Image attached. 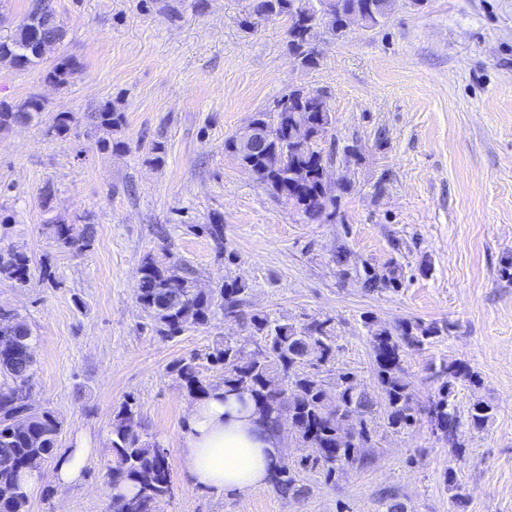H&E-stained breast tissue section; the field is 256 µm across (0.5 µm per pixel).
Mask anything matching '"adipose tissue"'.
<instances>
[{
  "label": "adipose tissue",
  "instance_id": "adipose-tissue-1",
  "mask_svg": "<svg viewBox=\"0 0 512 512\" xmlns=\"http://www.w3.org/2000/svg\"><path fill=\"white\" fill-rule=\"evenodd\" d=\"M283 438L257 412L223 389L191 401L180 467L194 488L221 495L266 485L283 464Z\"/></svg>",
  "mask_w": 512,
  "mask_h": 512
}]
</instances>
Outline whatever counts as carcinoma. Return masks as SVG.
<instances>
[{
	"label": "carcinoma",
	"mask_w": 512,
	"mask_h": 512,
	"mask_svg": "<svg viewBox=\"0 0 512 512\" xmlns=\"http://www.w3.org/2000/svg\"><path fill=\"white\" fill-rule=\"evenodd\" d=\"M362 13L366 27L373 28L387 16L391 0H346ZM249 13L256 17H286L292 54L305 67L318 64L310 47L317 26L334 34L343 27L336 14V0H250ZM66 31L51 0H32L14 32L0 39V63L26 68L43 61L45 54L59 45ZM75 73V65L61 59L46 74V80L64 86ZM46 110L44 100L30 96L15 103H0V130L30 123ZM99 128L112 130L124 122V113L106 106L89 115ZM71 112L52 118L46 134L67 135L74 123ZM251 124L269 130L270 152L250 154L238 145L236 137L225 141L241 165L260 173V181L273 194L291 203L309 222H319L335 206L336 195L324 179L327 161L317 150V141L332 124L330 108L319 94L312 96L292 89L273 101V106L255 113ZM307 131V142L297 148L292 132ZM47 229L57 245L65 249L87 248L94 241L90 224L67 223L58 217L48 220ZM30 278V259L24 252L0 249V279L23 287ZM246 285L232 280L208 293L195 288L194 279L177 265L159 267L145 263L140 271L137 302L152 321L153 330L163 338H175L190 327L205 326L215 311H231L244 317L241 295ZM248 322L263 347L247 354L244 346L226 341L208 354L210 362L224 370L222 385L230 391L250 396L260 414L274 426L288 421L301 448H320L330 463L311 462L331 478L336 466H352L366 460L370 441L367 416L374 412L376 398L350 372L336 377L334 394H329L320 368L308 370L305 364L315 358L321 365L330 361L336 350L330 321L313 319L301 326L281 322L267 314L253 313ZM370 332L376 363V379L386 400L385 416L392 428L413 424L417 411L414 394L406 376L404 357L409 348H424L437 335L434 325L407 321L391 331L364 320ZM34 336L30 325L16 309L0 305V512H28V491L20 483L26 470L40 469L55 457L62 421L53 410L35 406L17 417L20 405L16 393L23 384L33 383ZM428 370L440 381L436 400L428 414L451 451L462 453L459 442L461 420L450 401L455 384L461 380L474 385L477 374L465 363L441 359ZM191 398L209 393L215 384L199 375L195 358H184L173 365ZM494 416V407L476 399L468 411L471 427L480 429ZM141 417L134 403L126 401L113 413L111 453L108 467L111 488L130 484L132 497H114L113 512H153L157 502L170 495L172 476L167 450L150 446L140 439ZM282 496H302L307 489L298 483L291 470L279 469L271 479Z\"/></svg>",
	"instance_id": "carcinoma-1"
}]
</instances>
